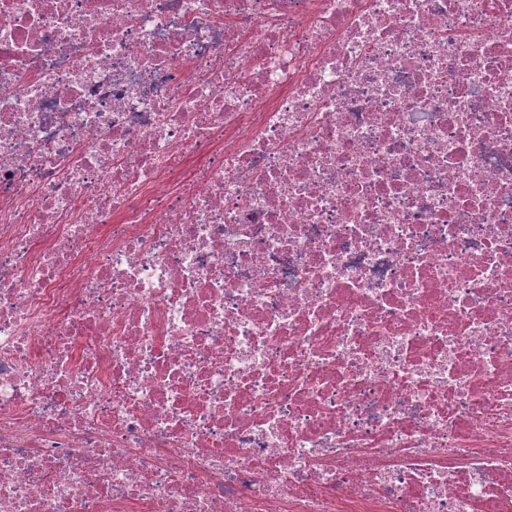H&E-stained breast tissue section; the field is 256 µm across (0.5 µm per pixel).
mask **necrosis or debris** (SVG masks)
<instances>
[{
  "label": "necrosis or debris",
  "instance_id": "obj_1",
  "mask_svg": "<svg viewBox=\"0 0 512 512\" xmlns=\"http://www.w3.org/2000/svg\"><path fill=\"white\" fill-rule=\"evenodd\" d=\"M0 512H512V0H0Z\"/></svg>",
  "mask_w": 512,
  "mask_h": 512
}]
</instances>
